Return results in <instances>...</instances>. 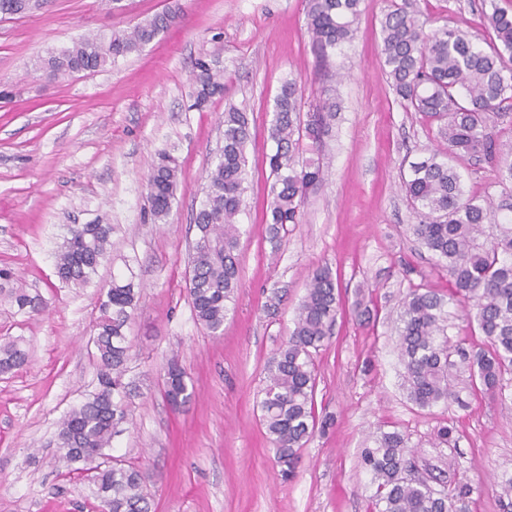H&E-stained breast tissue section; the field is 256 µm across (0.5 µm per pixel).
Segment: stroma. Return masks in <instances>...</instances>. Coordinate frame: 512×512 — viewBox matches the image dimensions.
Listing matches in <instances>:
<instances>
[{"instance_id": "1", "label": "stroma", "mask_w": 512, "mask_h": 512, "mask_svg": "<svg viewBox=\"0 0 512 512\" xmlns=\"http://www.w3.org/2000/svg\"><path fill=\"white\" fill-rule=\"evenodd\" d=\"M180 25L95 73L53 79L34 68L81 35L107 34L172 6ZM304 0H44L0 20V269L47 302L36 320L16 312L0 279V340L22 339L27 365L0 374V512H99L85 472H67L58 423L95 381L87 345L101 288L134 270L142 291L126 328L128 420L116 454L147 469L151 512H370L363 448L382 431L409 439L422 475L473 488L469 512H501L494 481L512 475V401L473 395L422 410L402 387L396 317L411 286L448 290V274L410 231L417 217L399 186L411 161L445 150L438 123L407 110L380 59L384 0H366L353 42L317 63ZM425 31L459 26L488 38L481 0H419ZM224 71V94L195 104L198 59ZM306 98L333 89L342 102L327 138L329 164L299 223L281 245L266 226L273 144L267 128L282 81ZM235 103L252 119L240 216L241 288L222 335H210L187 298L186 262L204 175L222 143L220 119ZM178 158L181 176L165 223H153L147 163ZM465 196L512 203V180L487 165L462 168ZM70 224H110L112 246L95 285L61 283L54 251ZM340 277L341 302L316 357L317 415L334 424L300 451L284 480L260 420L266 365L292 328L308 276ZM176 360L197 395L172 411L162 393ZM453 421L455 447L436 432Z\"/></svg>"}]
</instances>
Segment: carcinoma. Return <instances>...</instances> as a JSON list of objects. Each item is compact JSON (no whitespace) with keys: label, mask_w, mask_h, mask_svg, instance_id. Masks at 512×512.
I'll list each match as a JSON object with an SVG mask.
<instances>
[{"label":"carcinoma","mask_w":512,"mask_h":512,"mask_svg":"<svg viewBox=\"0 0 512 512\" xmlns=\"http://www.w3.org/2000/svg\"><path fill=\"white\" fill-rule=\"evenodd\" d=\"M39 0H0L1 16L22 17ZM417 0H387L380 21L381 60L392 90L406 107L428 121L440 123L448 152L432 151L410 165L401 188L419 218L413 233L427 251L445 262L448 295L420 286L409 290L399 312V346L407 398L421 409L457 399L452 381L468 374L476 395L501 401L512 398V224L478 242L481 225L506 204L464 197L457 166L486 163L512 179V144H503L496 121L507 116L512 103V8L500 0L481 3L493 41L489 48L472 42L468 32L441 28L431 33L418 21ZM365 9V0H306V26L314 55L324 60L351 42ZM181 20L180 11L166 9L106 37L85 35L69 47L41 57L36 70L54 79L95 72L141 49ZM196 104L224 93L223 71L201 60L195 73ZM340 103L328 91L304 101L297 79L284 80L272 107L268 137L273 151L266 157L272 176L267 216L271 241L277 243L287 225L299 223L309 190L324 175L325 138L335 124ZM224 145L206 173L205 200L195 215L197 230L188 257L187 293L197 322L211 335L224 332V321L235 309L241 288L238 216L246 192L247 145L251 140L249 113L230 105L224 109ZM179 183L178 160L161 151L147 174L153 222L170 213ZM112 225L70 224L55 255L58 278L78 287L91 284L111 245ZM17 312L29 316L46 311L38 294L13 287L6 294ZM131 278L112 277L100 293L93 325L97 384L85 400L60 421L57 447L67 464L83 463L93 471L95 495L106 512H151L144 493L145 473L122 456L108 453L118 427L127 419L123 377L131 360L124 328L137 306ZM466 308L485 346L467 350L448 340V302ZM340 308L338 281L331 267L310 273L306 294L293 329L266 369V385L258 407L275 450L282 476L293 475L299 451L315 431L332 425L316 420L314 354L325 344ZM28 350L20 340L0 343V373L27 364ZM163 395L173 411L195 397L185 372L171 361ZM408 439L397 431L381 432L362 452L375 490V512H468L473 488L460 483L438 491L412 475L406 458Z\"/></svg>","instance_id":"obj_1"}]
</instances>
